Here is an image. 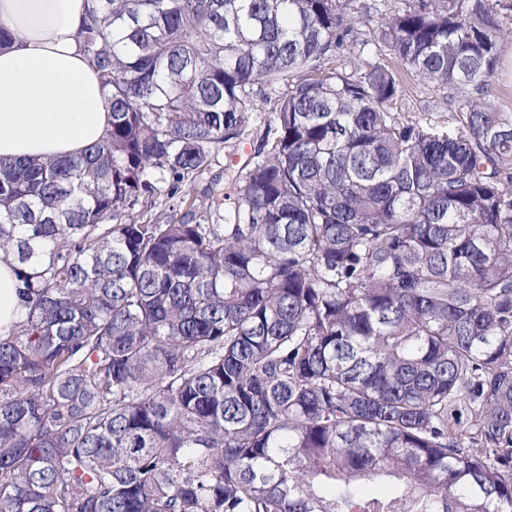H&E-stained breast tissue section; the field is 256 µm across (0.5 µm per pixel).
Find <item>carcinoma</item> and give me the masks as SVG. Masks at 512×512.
Wrapping results in <instances>:
<instances>
[{
	"label": "carcinoma",
	"instance_id": "obj_1",
	"mask_svg": "<svg viewBox=\"0 0 512 512\" xmlns=\"http://www.w3.org/2000/svg\"><path fill=\"white\" fill-rule=\"evenodd\" d=\"M500 8L90 0L106 135L0 159V512H512ZM408 76L455 131L397 111ZM259 145L258 138L251 137L248 140H244L241 143L233 144V147L226 148V153H232V165H228L229 157H225L224 155H220L218 161H216L208 173H206L201 179H199L195 183V192L194 196H197V203L200 204L203 201L207 202L203 198L202 189L205 185H209L212 179L217 180L219 182V187L223 188L224 196L225 193L227 197L224 198L223 210L228 209L234 206L235 196L232 191V187H230L233 175L240 168V166L248 160L251 154L254 153V150ZM230 168V169H226ZM14 265L11 256L0 253V337L8 336L13 324L21 319Z\"/></svg>",
	"mask_w": 512,
	"mask_h": 512
}]
</instances>
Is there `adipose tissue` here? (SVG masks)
Masks as SVG:
<instances>
[{
  "mask_svg": "<svg viewBox=\"0 0 512 512\" xmlns=\"http://www.w3.org/2000/svg\"><path fill=\"white\" fill-rule=\"evenodd\" d=\"M89 0H0V157L64 158L109 127L100 81L76 31ZM21 318L12 257L0 253V337Z\"/></svg>",
  "mask_w": 512,
  "mask_h": 512,
  "instance_id": "1",
  "label": "adipose tissue"
}]
</instances>
